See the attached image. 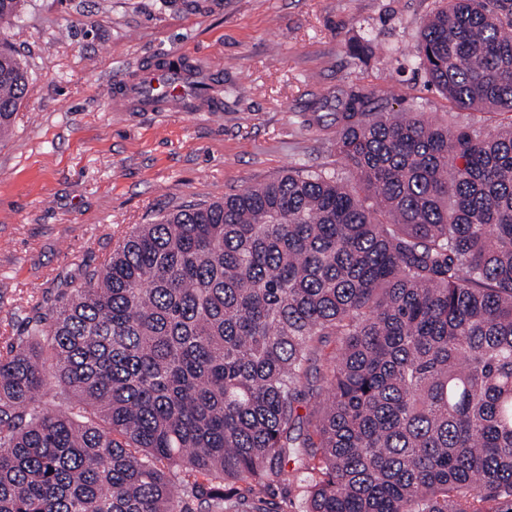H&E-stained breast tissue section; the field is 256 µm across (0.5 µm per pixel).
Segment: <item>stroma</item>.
Here are the masks:
<instances>
[{
    "label": "stroma",
    "instance_id": "stroma-1",
    "mask_svg": "<svg viewBox=\"0 0 512 512\" xmlns=\"http://www.w3.org/2000/svg\"><path fill=\"white\" fill-rule=\"evenodd\" d=\"M441 0H25L0 49L31 86L0 138V351L18 312L48 310L135 225L269 181L333 170L336 96L441 119L449 102L409 51ZM223 81L197 110L117 94L166 63ZM320 124H310L311 115Z\"/></svg>",
    "mask_w": 512,
    "mask_h": 512
}]
</instances>
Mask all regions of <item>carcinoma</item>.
<instances>
[{"label":"carcinoma","mask_w":512,"mask_h":512,"mask_svg":"<svg viewBox=\"0 0 512 512\" xmlns=\"http://www.w3.org/2000/svg\"><path fill=\"white\" fill-rule=\"evenodd\" d=\"M444 2L413 47L429 82L512 112V0ZM29 92L1 50V134ZM336 152L347 178L136 225L27 319L0 353V512H288L275 484L303 512H512V123L350 92ZM512 114L510 112H473L461 111L459 120L464 123L483 125L488 130H494L510 124Z\"/></svg>","instance_id":"1"}]
</instances>
